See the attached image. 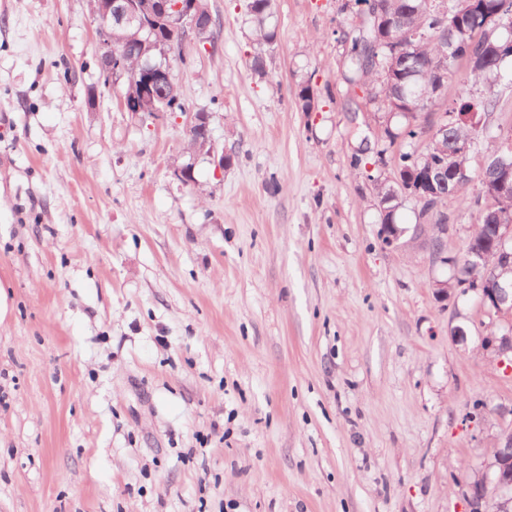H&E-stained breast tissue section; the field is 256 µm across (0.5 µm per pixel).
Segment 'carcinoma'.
<instances>
[{
  "instance_id": "1",
  "label": "carcinoma",
  "mask_w": 512,
  "mask_h": 512,
  "mask_svg": "<svg viewBox=\"0 0 512 512\" xmlns=\"http://www.w3.org/2000/svg\"><path fill=\"white\" fill-rule=\"evenodd\" d=\"M352 13L366 19V25L356 35L345 40V56L350 76L347 80L369 90H376L388 112L405 118L397 131L387 135L388 143L376 150L378 157L391 154L399 169V177L411 170L442 163L448 172L460 169L465 177L456 178L438 193L422 201V211L433 210L445 196L457 194L472 179H477L491 204L479 215L471 240L479 245L488 240L487 217L500 215L512 219V168L482 170L472 176L467 166L469 152H460L457 145L474 144L478 132L471 125L451 118L455 112H487L496 100L492 88L503 77V64L512 58V0H471L464 13L455 10L456 0H448L443 9L439 0H351ZM249 13L255 41L270 45L276 37L272 24L271 0H250ZM151 42L139 54L144 58L160 56L158 44L168 40L164 22L159 17L152 21ZM451 34L459 45V58L467 61L469 78L487 89L488 96L471 98L457 106L445 108L448 119V138L431 136V126L420 122L430 100L436 99L435 90L455 74V65H445L441 39ZM143 112H182V99L162 103L157 99L139 102ZM424 136L430 141L421 153L406 149L392 150L396 143L409 146ZM392 186L378 187L379 204L385 215L383 223L394 224L395 212L401 201L391 194Z\"/></svg>"
}]
</instances>
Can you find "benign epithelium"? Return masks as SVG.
I'll use <instances>...</instances> for the list:
<instances>
[{"label": "benign epithelium", "mask_w": 512, "mask_h": 512, "mask_svg": "<svg viewBox=\"0 0 512 512\" xmlns=\"http://www.w3.org/2000/svg\"><path fill=\"white\" fill-rule=\"evenodd\" d=\"M155 6V10L166 17L167 29L171 35L184 41L193 38L202 39L208 33L210 18L196 9V0H145ZM147 10L136 6V0H97L94 16L98 21V39L96 54L101 68L114 72L113 58L119 49L113 43L112 30L116 27H132L139 31L148 28L145 18ZM166 61L161 64H142L139 66V87L141 95L152 97L159 95L164 100L175 94L176 86L171 76V65L167 61L169 53L162 51ZM193 136V148L213 157L216 167L222 169L228 165L229 157L215 154L209 128V116L205 112L194 114L190 125ZM425 182L448 186V167L435 166L425 172ZM489 227L494 232L492 249L502 258V271L512 273V224L497 217ZM488 250L480 247L469 249L465 262L473 271H482L487 265ZM462 288L477 294L482 303L490 306L504 317L512 316V282L501 281V276L490 280L486 277L472 278ZM485 345L494 349L498 356L512 355V329L500 336L485 337ZM465 497L469 512H487V506L496 502L497 512H512V430L505 433L493 461L486 466L479 484L467 486Z\"/></svg>", "instance_id": "benign-epithelium-1"}]
</instances>
